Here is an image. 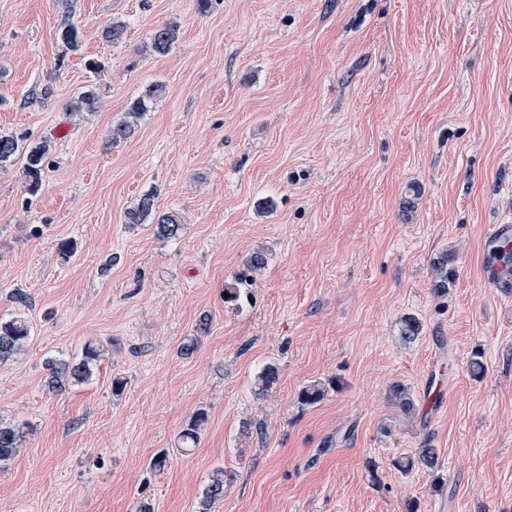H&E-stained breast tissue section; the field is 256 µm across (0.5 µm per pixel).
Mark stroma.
<instances>
[{
    "label": "stroma",
    "mask_w": 512,
    "mask_h": 512,
    "mask_svg": "<svg viewBox=\"0 0 512 512\" xmlns=\"http://www.w3.org/2000/svg\"><path fill=\"white\" fill-rule=\"evenodd\" d=\"M89 85L96 110L67 111ZM0 134L52 142L37 192L0 168V319L31 330L0 364V422L24 428L0 512H199L218 467L211 512H512V293L481 274L512 225V0H0ZM148 192L178 237L127 223ZM89 343L92 378L50 391L46 361ZM163 92V85L156 84L150 87L145 95L136 98L131 102L128 111L126 112V119L113 125L110 131V139L112 142H119L128 137L131 133L135 123L148 112L149 105L153 100ZM512 243V225L511 224H495L492 226L486 240V255L492 256V254L505 247H510ZM224 476V469H216L210 474L202 492L200 512H209L211 505L223 499Z\"/></svg>",
    "instance_id": "stroma-1"
}]
</instances>
